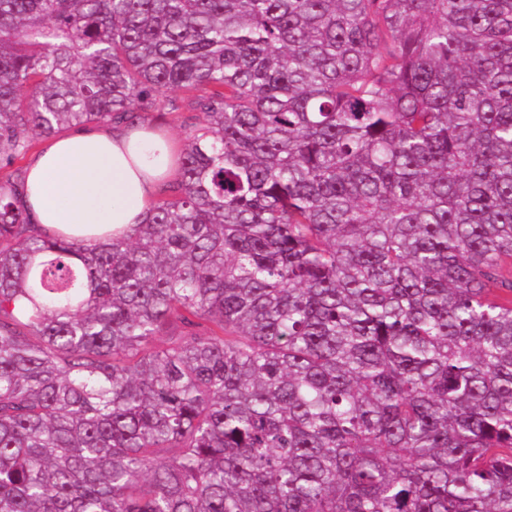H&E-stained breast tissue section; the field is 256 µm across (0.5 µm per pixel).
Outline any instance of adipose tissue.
Returning <instances> with one entry per match:
<instances>
[{
  "instance_id": "adipose-tissue-1",
  "label": "adipose tissue",
  "mask_w": 512,
  "mask_h": 512,
  "mask_svg": "<svg viewBox=\"0 0 512 512\" xmlns=\"http://www.w3.org/2000/svg\"><path fill=\"white\" fill-rule=\"evenodd\" d=\"M177 144L151 124L79 127L49 139L26 171L21 199L46 231L86 241L131 232L179 174Z\"/></svg>"
}]
</instances>
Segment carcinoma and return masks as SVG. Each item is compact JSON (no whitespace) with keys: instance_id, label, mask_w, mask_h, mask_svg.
Wrapping results in <instances>:
<instances>
[{"instance_id":"carcinoma-1","label":"carcinoma","mask_w":512,"mask_h":512,"mask_svg":"<svg viewBox=\"0 0 512 512\" xmlns=\"http://www.w3.org/2000/svg\"><path fill=\"white\" fill-rule=\"evenodd\" d=\"M169 91L132 233L0 181V512H512V0H0V167Z\"/></svg>"}]
</instances>
